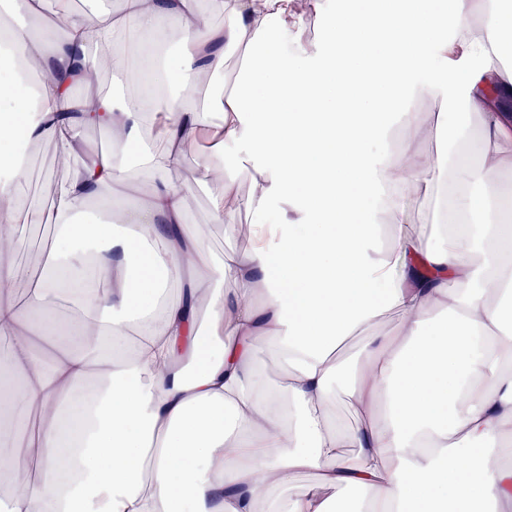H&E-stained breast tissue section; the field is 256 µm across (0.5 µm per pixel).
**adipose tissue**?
Returning a JSON list of instances; mask_svg holds the SVG:
<instances>
[{
    "label": "adipose tissue",
    "instance_id": "obj_1",
    "mask_svg": "<svg viewBox=\"0 0 512 512\" xmlns=\"http://www.w3.org/2000/svg\"><path fill=\"white\" fill-rule=\"evenodd\" d=\"M213 3L223 25L197 0H0V337L22 378L0 394V512H335L353 487L359 512H512V0ZM232 54V84L197 104ZM170 85L183 95L148 134L143 100ZM428 92L462 111L424 122L411 103ZM473 120L477 141L458 139ZM437 133L447 148L423 150ZM44 142L63 166L47 213L17 190ZM242 154L245 191L225 166ZM205 185L214 222L249 242L221 262L186 221ZM410 198L434 228L386 243ZM243 203L270 223L236 224ZM45 221L42 270L20 283L18 226Z\"/></svg>",
    "mask_w": 512,
    "mask_h": 512
}]
</instances>
